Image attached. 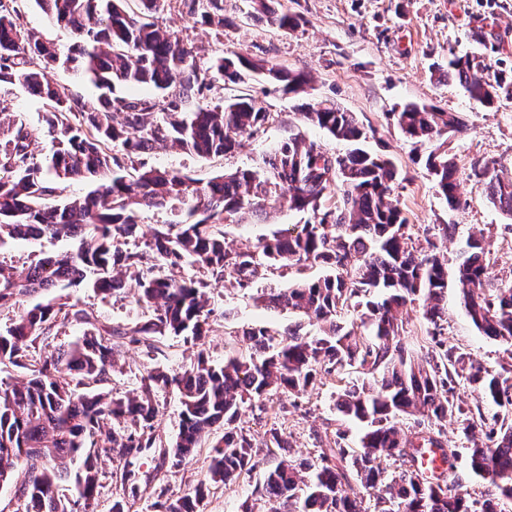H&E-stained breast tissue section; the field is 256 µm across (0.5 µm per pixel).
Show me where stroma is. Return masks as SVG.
I'll return each mask as SVG.
<instances>
[{
    "instance_id": "1",
    "label": "stroma",
    "mask_w": 512,
    "mask_h": 512,
    "mask_svg": "<svg viewBox=\"0 0 512 512\" xmlns=\"http://www.w3.org/2000/svg\"><path fill=\"white\" fill-rule=\"evenodd\" d=\"M284 5L303 18L302 26L288 33L256 20L248 0H224V14L230 24L220 34L214 28L194 24L177 11L164 14V25L195 46L199 61L237 50L307 72L310 82L304 92L288 94L263 76L252 77L246 82L245 91L272 115L264 132L244 141L242 147L225 157L203 159L160 146L148 154V164L183 171L204 184L224 172L255 166L291 130L327 151L345 152L346 144L322 129L306 125L298 115L299 104L330 100L353 113L365 128L374 129V136L364 143L365 149L385 154L394 162L398 178L393 194L412 236L420 237L427 225H453L447 242L448 265L453 268L468 235L484 234L490 285L512 282V233L504 229L508 219L493 207L483 187L470 176V165L478 159L497 162L504 172L512 173V98H501L496 107L486 108L470 101L462 88L447 77L449 58L466 51L480 52L490 63L501 61L512 67V0H284ZM409 102L434 104L447 112L462 113L466 119V133L448 142L457 162L463 209L449 210L424 166L416 162L394 118L395 112ZM305 221L304 214L272 208L262 223L246 220L225 225L224 231L237 247L247 250L264 235ZM63 247V242L45 238L36 242L10 241L0 246V263L22 269L43 254ZM323 274L319 266H273L248 289L237 288L230 279L214 285L208 293V306L213 311L209 319L212 332L204 344L170 336L162 354L152 359L137 348H124L111 373L109 388L125 393L136 388L146 369L176 370L189 365L200 352L213 363H223L225 357L239 350L237 333L242 327L261 325L280 330L302 323L300 315L267 306L263 296ZM67 293L71 301L93 311L107 326L131 325L141 315L129 301L105 297L89 288L71 287ZM442 304L449 345L491 370L512 359V345L484 336L472 324L456 285L448 286ZM364 378L362 369L348 367L337 375L320 376L306 393L272 396L270 406L287 409L284 419L275 425L286 444L282 450L265 448L267 432L273 425L258 410L244 407L239 425L259 447L260 468L249 477L211 488L204 512H241L246 505L254 512H269L268 503L260 499L256 487L264 470L275 465L282 453L297 460L318 462L321 449L332 446L340 428L347 431L348 444H355L360 427L342 418L336 409V394L343 382H360ZM159 400L158 446L135 463L144 474L138 483L136 512H147L146 506L153 501L159 485H167L173 494L180 495L208 479L210 450L205 445L197 449L180 472L160 469L163 452L170 450L177 439L181 405L171 392L160 394ZM444 430L456 453L454 477L472 498L484 499L488 485L469 469V441L455 422H448Z\"/></svg>"
}]
</instances>
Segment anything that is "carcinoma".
Instances as JSON below:
<instances>
[{
    "label": "carcinoma",
    "mask_w": 512,
    "mask_h": 512,
    "mask_svg": "<svg viewBox=\"0 0 512 512\" xmlns=\"http://www.w3.org/2000/svg\"><path fill=\"white\" fill-rule=\"evenodd\" d=\"M21 2L0 0V86H19L40 100L51 150L35 154L34 130L11 119L9 100L0 97V246L63 237L70 246L20 271L0 266V310L14 311L0 328V361L29 374L25 382L0 381V483L13 485L18 512H97L102 459L114 455L124 466L109 512H130L138 479L132 466L157 447L162 392L176 394L181 404L179 434L162 465L180 471L202 437L210 436L209 481L233 483L257 466L254 443L237 425L242 406L266 413L271 395L302 394L318 376L355 364L379 375L372 385L349 382L337 393V410L363 425L359 447L343 448L344 435L336 432L335 447L321 449L309 474L303 463L281 459L257 489L271 512H365L354 480L387 505L381 512H493L488 501L474 508L468 490L447 482L445 472H421L425 448L448 459L443 424L450 420L467 437L478 431L484 438L469 449L472 474L489 484V494L512 498V363L492 371L448 346L441 301L448 288L444 249L451 225L438 237L425 227L426 246L415 244L393 198L397 170L386 155L362 147L366 131L354 115L328 100L302 104V118L347 143L345 153L291 134L255 166L201 185L181 172L147 166L143 155L170 145L203 158L226 156L241 138L263 131L272 116L247 93L209 103L216 84L240 85L260 73L295 93L308 83L307 74L236 51L200 65L193 47L156 20L175 8L222 30L229 23L224 0H136V11L130 0H33L52 22L75 34L66 54L27 27ZM256 2V15L267 26L298 28L300 17L278 0ZM58 70L89 79L99 94L89 98L69 89L55 79ZM448 76L484 107L512 89V75L468 53L448 62ZM118 86L147 87L152 94H119ZM393 117L438 194L450 209H459L454 156L442 144L421 150L444 135L463 134V118L415 103ZM471 170L490 202L512 217V178L488 162L476 161ZM71 180L96 187L83 198L54 203ZM269 207L309 219L260 239L252 250L225 240L224 225L259 217ZM144 209H170L182 219L150 228L143 247L131 249ZM307 264L326 274L273 291L265 300L314 320L319 336L309 338L297 326L282 332L248 327L240 350L222 365L200 353L181 371H146L123 396L104 388L124 347L154 357L167 336L193 342L207 336L213 284L231 278L246 289L262 268ZM184 266L195 275L173 274ZM127 278L136 284L134 303L143 311L127 328L103 325L62 293L83 284L119 295ZM456 279L475 327L512 345V284L488 287L483 238L466 240ZM420 297L431 325V352L423 363L409 354L400 333L403 310ZM349 307L360 310L366 336L341 323ZM71 325L82 326V334L49 358L38 353L39 342ZM462 382L477 387L495 411L457 402ZM404 416L417 418L411 439L397 427ZM110 421L114 426L107 430ZM69 460L80 461L76 471ZM391 460L401 471H387L384 463ZM66 484L69 497L60 494ZM207 491L202 483L175 496L161 485L151 512H202Z\"/></svg>",
    "instance_id": "carcinoma-1"
}]
</instances>
